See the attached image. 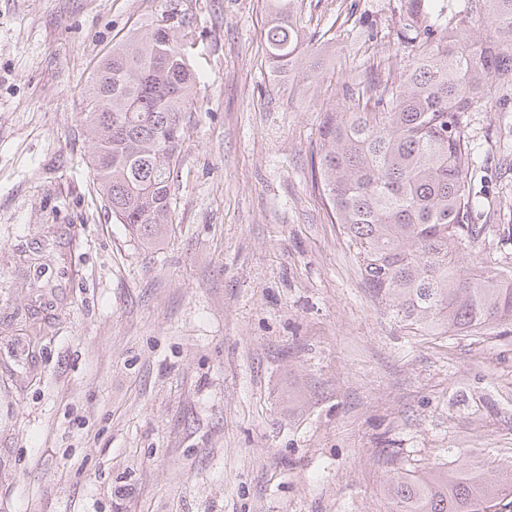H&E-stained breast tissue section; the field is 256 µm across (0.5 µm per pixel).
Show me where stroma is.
I'll return each mask as SVG.
<instances>
[{"label":"stroma","instance_id":"obj_1","mask_svg":"<svg viewBox=\"0 0 512 512\" xmlns=\"http://www.w3.org/2000/svg\"><path fill=\"white\" fill-rule=\"evenodd\" d=\"M163 19L199 83L148 248L84 114L97 59ZM296 24L316 52L274 72L264 0H0V512H394L388 453L512 472V335L412 333L320 195V123L399 75L404 0H300ZM499 102L471 186L512 263Z\"/></svg>","mask_w":512,"mask_h":512}]
</instances>
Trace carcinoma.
Listing matches in <instances>:
<instances>
[{
    "label": "carcinoma",
    "instance_id": "1",
    "mask_svg": "<svg viewBox=\"0 0 512 512\" xmlns=\"http://www.w3.org/2000/svg\"><path fill=\"white\" fill-rule=\"evenodd\" d=\"M414 55L375 108L341 106L319 134L321 187L372 296L420 335L512 333V266L475 258L497 229L475 224L472 112L512 85V0H461L457 23L405 0ZM294 0H267L266 60L275 72L309 46L292 25ZM194 34L153 23L112 44L96 65L85 119L90 165L105 206L144 245L165 236L195 75ZM396 512H504L512 477L434 465L406 470L390 458Z\"/></svg>",
    "mask_w": 512,
    "mask_h": 512
}]
</instances>
